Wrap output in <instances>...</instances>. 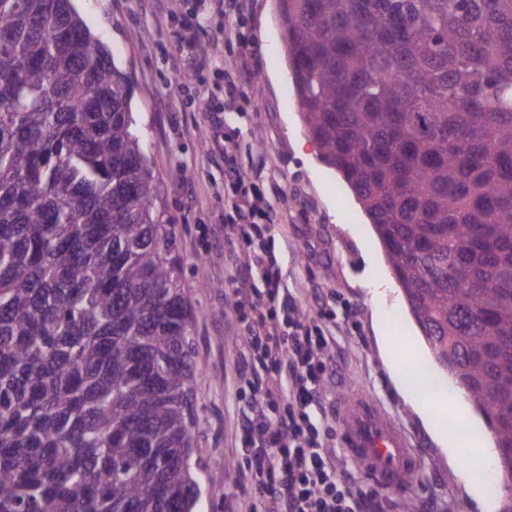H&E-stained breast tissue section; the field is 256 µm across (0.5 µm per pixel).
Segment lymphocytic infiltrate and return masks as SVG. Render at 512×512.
I'll return each mask as SVG.
<instances>
[{
  "instance_id": "obj_1",
  "label": "lymphocytic infiltrate",
  "mask_w": 512,
  "mask_h": 512,
  "mask_svg": "<svg viewBox=\"0 0 512 512\" xmlns=\"http://www.w3.org/2000/svg\"><path fill=\"white\" fill-rule=\"evenodd\" d=\"M233 180L246 218L243 240L263 269L264 293L252 301L251 359L244 380L253 412L242 423L247 474L266 497L265 512H379L378 498L341 482L312 420L324 378L326 336L299 317L283 295L277 259L265 247L268 213L253 183L235 166Z\"/></svg>"
}]
</instances>
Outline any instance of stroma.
I'll return each mask as SVG.
<instances>
[{"label": "stroma", "mask_w": 512, "mask_h": 512, "mask_svg": "<svg viewBox=\"0 0 512 512\" xmlns=\"http://www.w3.org/2000/svg\"><path fill=\"white\" fill-rule=\"evenodd\" d=\"M91 32L133 87L131 109L142 150L158 180L193 312L196 425L202 466L196 512H251L259 492L240 476L242 410L239 373L250 357L249 326L234 307L237 291L256 298L261 267L247 258L236 192L224 165L255 184L269 212L266 244L282 284L305 322L330 336L326 372L314 411L339 479L372 489L341 448L342 398L360 391L378 400L407 434L419 468L407 488L376 490L381 512H500L487 492L474 500L429 425L406 402L387 365L383 331L421 337L390 272L372 225L342 177L320 159L307 132L288 66L276 0H247L239 27L249 41L227 39L221 0H73ZM205 27L181 38L186 19ZM255 78L235 96L225 90L233 67ZM236 472L225 475V462Z\"/></svg>", "instance_id": "35a3bbf8"}]
</instances>
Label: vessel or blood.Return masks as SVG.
<instances>
[{"label":"vessel or blood","instance_id":"vessel-or-blood-1","mask_svg":"<svg viewBox=\"0 0 512 512\" xmlns=\"http://www.w3.org/2000/svg\"><path fill=\"white\" fill-rule=\"evenodd\" d=\"M339 436L365 477L378 487H404L416 471L417 455L406 434L371 397L357 394L345 402Z\"/></svg>","mask_w":512,"mask_h":512}]
</instances>
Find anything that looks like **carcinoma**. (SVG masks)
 I'll list each match as a JSON object with an SVG mask.
<instances>
[{"label": "carcinoma", "mask_w": 512, "mask_h": 512, "mask_svg": "<svg viewBox=\"0 0 512 512\" xmlns=\"http://www.w3.org/2000/svg\"><path fill=\"white\" fill-rule=\"evenodd\" d=\"M279 2L322 161L512 449V0ZM131 96L71 0H0V512L196 508L191 311Z\"/></svg>", "instance_id": "carcinoma-1"}]
</instances>
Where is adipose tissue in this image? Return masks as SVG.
<instances>
[{"label":"adipose tissue","mask_w":512,"mask_h":512,"mask_svg":"<svg viewBox=\"0 0 512 512\" xmlns=\"http://www.w3.org/2000/svg\"><path fill=\"white\" fill-rule=\"evenodd\" d=\"M383 342L395 379L418 413L427 421L446 423V430L437 432L436 437L447 449L449 460L460 466L465 461L484 458L487 436L468 422L463 394L422 391L414 384V370L408 360L407 348L389 335L384 336Z\"/></svg>","instance_id":"ef3b65f1"}]
</instances>
